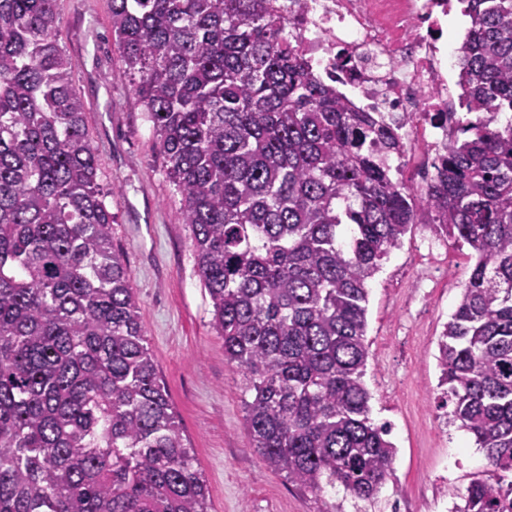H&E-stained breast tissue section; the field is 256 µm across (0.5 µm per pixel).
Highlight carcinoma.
<instances>
[{"instance_id": "carcinoma-1", "label": "carcinoma", "mask_w": 512, "mask_h": 512, "mask_svg": "<svg viewBox=\"0 0 512 512\" xmlns=\"http://www.w3.org/2000/svg\"><path fill=\"white\" fill-rule=\"evenodd\" d=\"M457 121L424 187L399 126L288 45L272 0H110L122 73L192 231L249 436L335 512L375 504L369 284L419 224L475 263L438 341L449 416L486 453L454 512H512V0H460ZM57 0H0V512H210L145 339Z\"/></svg>"}]
</instances>
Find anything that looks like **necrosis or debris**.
<instances>
[{
  "instance_id": "4bbe7bcc",
  "label": "necrosis or debris",
  "mask_w": 512,
  "mask_h": 512,
  "mask_svg": "<svg viewBox=\"0 0 512 512\" xmlns=\"http://www.w3.org/2000/svg\"><path fill=\"white\" fill-rule=\"evenodd\" d=\"M288 44L337 81L367 112L399 120L407 149L438 155L457 109L452 80L461 51L449 34V0H274Z\"/></svg>"
}]
</instances>
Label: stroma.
<instances>
[{"mask_svg": "<svg viewBox=\"0 0 512 512\" xmlns=\"http://www.w3.org/2000/svg\"><path fill=\"white\" fill-rule=\"evenodd\" d=\"M59 42L87 107L99 181L117 186L112 242L137 294L158 377L176 407L207 481L211 512H316L273 472L245 428L251 399L210 326V301L195 272L191 233L150 123L120 70L109 0H59ZM474 260L469 249L417 226L370 284L364 381L375 424L391 423L393 475L368 512H442L444 497L485 471V454L442 406L438 340Z\"/></svg>", "mask_w": 512, "mask_h": 512, "instance_id": "obj_1", "label": "stroma"}]
</instances>
